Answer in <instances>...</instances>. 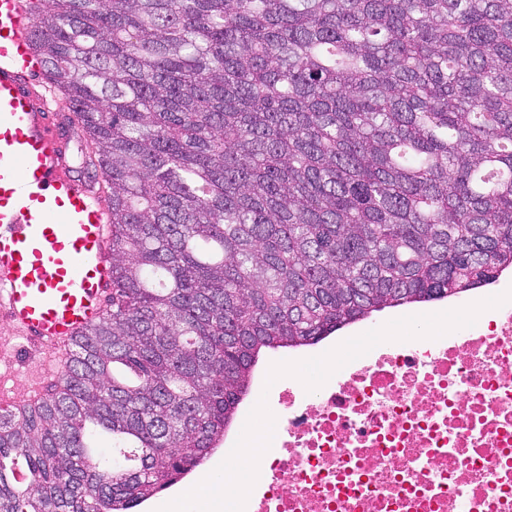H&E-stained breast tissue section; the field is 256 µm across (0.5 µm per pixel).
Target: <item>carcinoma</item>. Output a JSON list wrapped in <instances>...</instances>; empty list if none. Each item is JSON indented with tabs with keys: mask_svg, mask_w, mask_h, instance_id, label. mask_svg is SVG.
<instances>
[{
	"mask_svg": "<svg viewBox=\"0 0 512 512\" xmlns=\"http://www.w3.org/2000/svg\"><path fill=\"white\" fill-rule=\"evenodd\" d=\"M28 8L112 298L0 410V512H133L221 445L262 355L512 268V0Z\"/></svg>",
	"mask_w": 512,
	"mask_h": 512,
	"instance_id": "1",
	"label": "carcinoma"
}]
</instances>
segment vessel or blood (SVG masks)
<instances>
[{
	"mask_svg": "<svg viewBox=\"0 0 512 512\" xmlns=\"http://www.w3.org/2000/svg\"><path fill=\"white\" fill-rule=\"evenodd\" d=\"M31 25L27 0H0V316L54 361L105 315L112 226L71 174Z\"/></svg>",
	"mask_w": 512,
	"mask_h": 512,
	"instance_id": "obj_1",
	"label": "vessel or blood"
}]
</instances>
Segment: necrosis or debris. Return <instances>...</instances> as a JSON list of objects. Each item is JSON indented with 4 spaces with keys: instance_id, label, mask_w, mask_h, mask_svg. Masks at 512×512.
<instances>
[{
    "instance_id": "necrosis-or-debris-1",
    "label": "necrosis or debris",
    "mask_w": 512,
    "mask_h": 512,
    "mask_svg": "<svg viewBox=\"0 0 512 512\" xmlns=\"http://www.w3.org/2000/svg\"><path fill=\"white\" fill-rule=\"evenodd\" d=\"M245 512H512V303L282 380Z\"/></svg>"
}]
</instances>
